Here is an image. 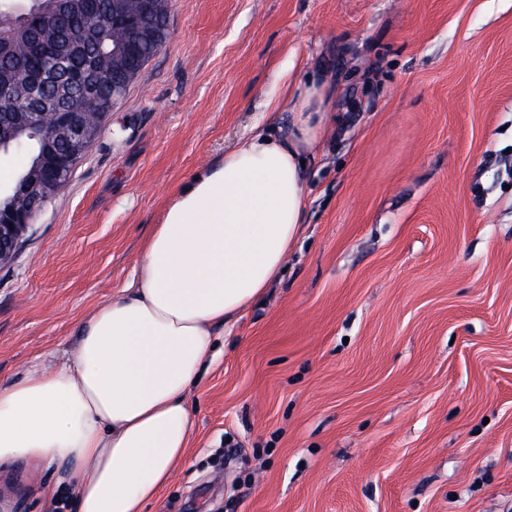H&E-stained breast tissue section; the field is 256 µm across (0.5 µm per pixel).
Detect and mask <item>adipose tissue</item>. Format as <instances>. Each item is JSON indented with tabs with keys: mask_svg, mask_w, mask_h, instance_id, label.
<instances>
[{
	"mask_svg": "<svg viewBox=\"0 0 512 512\" xmlns=\"http://www.w3.org/2000/svg\"><path fill=\"white\" fill-rule=\"evenodd\" d=\"M265 96L286 133L242 139L169 195L129 285L84 318L61 364L0 383V466L66 467L77 512H147L188 459V397L231 328L277 278L307 203L326 84Z\"/></svg>",
	"mask_w": 512,
	"mask_h": 512,
	"instance_id": "ef3b65f1",
	"label": "adipose tissue"
}]
</instances>
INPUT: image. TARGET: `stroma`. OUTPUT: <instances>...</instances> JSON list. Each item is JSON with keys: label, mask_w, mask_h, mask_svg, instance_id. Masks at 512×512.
Returning <instances> with one entry per match:
<instances>
[{"label": "stroma", "mask_w": 512, "mask_h": 512, "mask_svg": "<svg viewBox=\"0 0 512 512\" xmlns=\"http://www.w3.org/2000/svg\"><path fill=\"white\" fill-rule=\"evenodd\" d=\"M329 79L303 230L192 391L150 512H512V0H174L169 37L0 265V383L62 360L172 190ZM13 512H74L23 462Z\"/></svg>", "instance_id": "35a3bbf8"}]
</instances>
